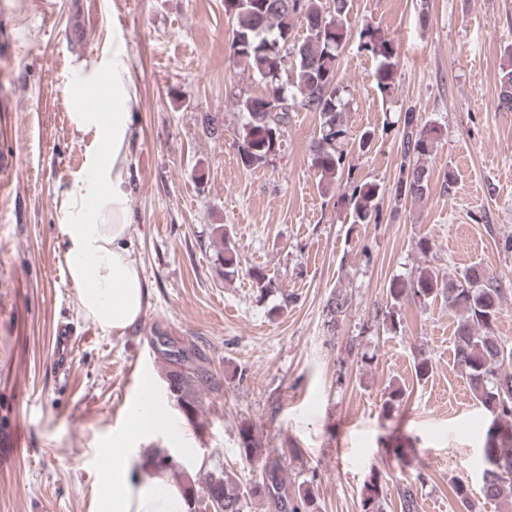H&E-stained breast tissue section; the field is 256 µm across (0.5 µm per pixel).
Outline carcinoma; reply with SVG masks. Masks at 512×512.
Returning <instances> with one entry per match:
<instances>
[{"label": "carcinoma", "mask_w": 512, "mask_h": 512, "mask_svg": "<svg viewBox=\"0 0 512 512\" xmlns=\"http://www.w3.org/2000/svg\"><path fill=\"white\" fill-rule=\"evenodd\" d=\"M351 0H224V12L232 22V57L243 70L264 83L259 95L238 96L236 106L244 114L238 131L241 139L239 159L248 169L267 160L292 120L302 108L319 115V127L310 144L311 166L320 175L323 194L340 188L346 165L344 142L347 134L344 112L348 107L345 90L338 79L339 53L349 30ZM300 28L305 32L293 35ZM362 48L376 62L373 80L377 90L389 96L394 92L398 70V52L394 40L378 27L363 24L359 32ZM498 107L512 111V64L499 76ZM283 101L285 112L267 110L273 101ZM400 161L398 178L388 190L374 182L353 187L346 208L354 224H369L380 217V200L390 194L392 200L420 202L431 191V172L427 160L437 148L439 131L411 109L399 118ZM224 241V275L237 272L238 258L229 232ZM390 306L385 313L391 326L400 322L398 304L411 297L427 300L438 295L448 309L459 314L454 331V365L465 377L472 396L491 415L485 431L481 491L484 500L500 504L512 512V343L498 337L494 327L502 311L503 291L494 273L470 267L460 276L442 280L426 266L416 269L407 279L393 280L388 287ZM348 298L332 295L326 305L328 323L334 325L348 310ZM156 349L166 359L186 360L165 336L155 339ZM168 386L176 401L188 412L194 411L192 391L210 386V375L202 368L187 374L171 370ZM406 389L389 388L382 403L386 415L402 405ZM246 458L259 457L263 449L253 439L252 428L240 430ZM189 502L198 504L194 512H245L246 503L236 483L224 473L208 471L198 485L186 487ZM260 493L276 512H313L314 498L305 491L292 498L283 479L268 471ZM451 494L459 512H477L469 484L456 482ZM384 486L378 473H371L361 499V512H383Z\"/></svg>", "instance_id": "cac0c4a2"}]
</instances>
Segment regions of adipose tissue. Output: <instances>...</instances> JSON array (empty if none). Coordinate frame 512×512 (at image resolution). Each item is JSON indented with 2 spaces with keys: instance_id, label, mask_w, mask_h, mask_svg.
Segmentation results:
<instances>
[{
  "instance_id": "adipose-tissue-1",
  "label": "adipose tissue",
  "mask_w": 512,
  "mask_h": 512,
  "mask_svg": "<svg viewBox=\"0 0 512 512\" xmlns=\"http://www.w3.org/2000/svg\"><path fill=\"white\" fill-rule=\"evenodd\" d=\"M104 65L112 73V109L73 113L76 129L91 136L97 149L87 174L61 191L55 210L78 309L103 332L121 335L143 320L149 288L131 249L132 78L120 51ZM131 418L130 428L102 452L107 486L98 496L99 512H188L181 483L156 466L157 449L141 445L164 425L156 400L133 405Z\"/></svg>"
}]
</instances>
